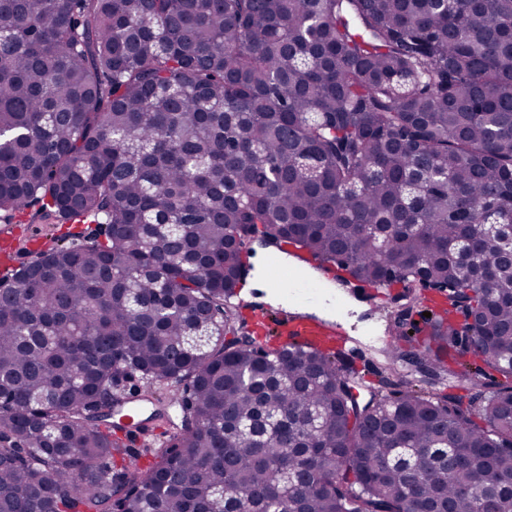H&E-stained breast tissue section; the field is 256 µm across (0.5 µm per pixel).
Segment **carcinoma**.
Here are the masks:
<instances>
[{"label":"carcinoma","mask_w":512,"mask_h":512,"mask_svg":"<svg viewBox=\"0 0 512 512\" xmlns=\"http://www.w3.org/2000/svg\"><path fill=\"white\" fill-rule=\"evenodd\" d=\"M36 199L106 232L0 294V512H512V0H0V217ZM238 224L448 317L364 403L231 347ZM125 375L185 386L145 469Z\"/></svg>","instance_id":"cac0c4a2"}]
</instances>
